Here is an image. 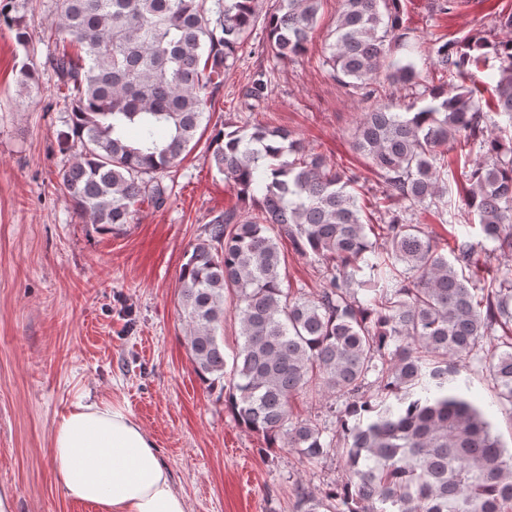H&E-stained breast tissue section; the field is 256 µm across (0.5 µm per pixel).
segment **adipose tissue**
<instances>
[{
	"mask_svg": "<svg viewBox=\"0 0 512 512\" xmlns=\"http://www.w3.org/2000/svg\"><path fill=\"white\" fill-rule=\"evenodd\" d=\"M54 481L99 512H188L147 433L122 407L78 398L54 429Z\"/></svg>",
	"mask_w": 512,
	"mask_h": 512,
	"instance_id": "adipose-tissue-1",
	"label": "adipose tissue"
}]
</instances>
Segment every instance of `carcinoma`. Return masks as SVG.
Returning a JSON list of instances; mask_svg holds the SVG:
<instances>
[{
  "label": "carcinoma",
  "mask_w": 512,
  "mask_h": 512,
  "mask_svg": "<svg viewBox=\"0 0 512 512\" xmlns=\"http://www.w3.org/2000/svg\"><path fill=\"white\" fill-rule=\"evenodd\" d=\"M321 2L61 0L50 34L78 52L51 58L70 129L59 146L80 151L60 190L84 222L110 233L146 194L163 204L167 188L143 176L177 166L252 30L263 27L275 58H301ZM496 24L495 40L433 41L447 81L401 107L376 82L382 70L392 85L423 82L394 57L401 0H342L324 63L376 100L353 137L375 190L286 129L214 127L211 162L245 211L214 217L185 253L184 340L199 380L262 438L260 454L339 456L346 478L317 495L298 486L299 512H512V452L457 380L478 355L512 406V278L475 260L486 241L512 257V12ZM490 51L492 103L475 80ZM475 144L483 161L472 164ZM454 189L482 239L453 232L442 245L412 218L419 208L448 223ZM283 240L321 276L316 293L283 287ZM229 296L242 337L230 364L218 336ZM307 392L338 402L325 409L332 427L293 419L291 400Z\"/></svg>",
  "instance_id": "carcinoma-1"
}]
</instances>
